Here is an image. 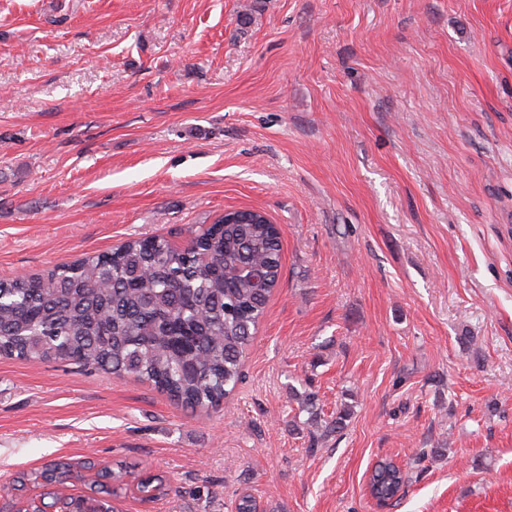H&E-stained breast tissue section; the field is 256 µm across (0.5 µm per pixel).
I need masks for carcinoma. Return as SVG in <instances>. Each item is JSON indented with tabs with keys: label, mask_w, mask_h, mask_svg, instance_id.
I'll return each mask as SVG.
<instances>
[{
	"label": "carcinoma",
	"mask_w": 512,
	"mask_h": 512,
	"mask_svg": "<svg viewBox=\"0 0 512 512\" xmlns=\"http://www.w3.org/2000/svg\"><path fill=\"white\" fill-rule=\"evenodd\" d=\"M191 227L177 246L162 236L130 239L44 277L0 279V356L68 362L133 377L191 413L219 407L242 365L282 269L278 226L260 211ZM81 479L70 461L19 473L0 486L21 497L42 489L67 512H98L134 485L153 500L165 476L104 467L86 494L57 488ZM407 474L390 461L369 472L372 497L396 503Z\"/></svg>",
	"instance_id": "cac0c4a2"
}]
</instances>
